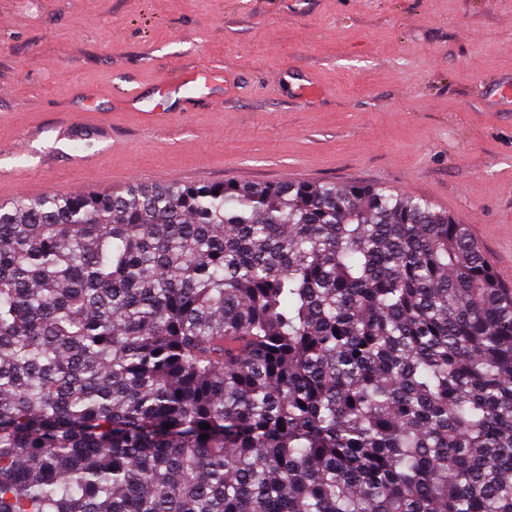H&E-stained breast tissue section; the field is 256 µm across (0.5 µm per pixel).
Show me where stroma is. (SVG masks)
I'll use <instances>...</instances> for the list:
<instances>
[{
  "label": "stroma",
  "mask_w": 512,
  "mask_h": 512,
  "mask_svg": "<svg viewBox=\"0 0 512 512\" xmlns=\"http://www.w3.org/2000/svg\"><path fill=\"white\" fill-rule=\"evenodd\" d=\"M505 84L512 0H0V200L385 184L461 218L512 288Z\"/></svg>",
  "instance_id": "35a3bbf8"
}]
</instances>
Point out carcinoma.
Instances as JSON below:
<instances>
[{"label": "carcinoma", "instance_id": "1", "mask_svg": "<svg viewBox=\"0 0 512 512\" xmlns=\"http://www.w3.org/2000/svg\"><path fill=\"white\" fill-rule=\"evenodd\" d=\"M0 512H512V288L384 185L1 203Z\"/></svg>", "mask_w": 512, "mask_h": 512}]
</instances>
